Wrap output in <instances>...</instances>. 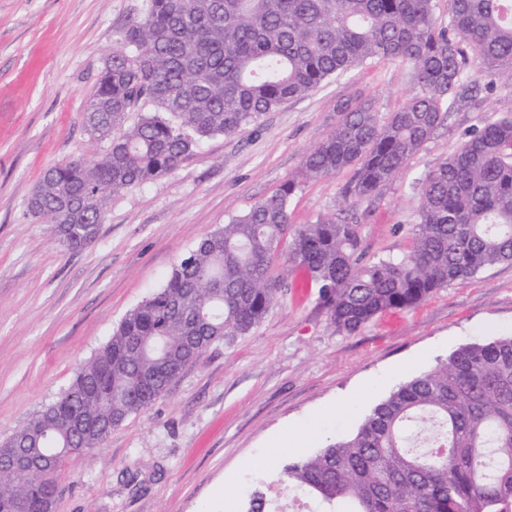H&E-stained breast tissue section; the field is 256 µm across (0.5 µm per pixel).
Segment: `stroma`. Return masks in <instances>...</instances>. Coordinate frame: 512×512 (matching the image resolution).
<instances>
[{
    "label": "stroma",
    "mask_w": 512,
    "mask_h": 512,
    "mask_svg": "<svg viewBox=\"0 0 512 512\" xmlns=\"http://www.w3.org/2000/svg\"><path fill=\"white\" fill-rule=\"evenodd\" d=\"M143 0H0V440L65 390L125 314L161 288L206 234L290 178L289 231L320 217L360 226L367 259L408 253L414 186L466 133L512 114V85L452 99L424 148L367 200L343 202L346 169L298 177L305 153L371 99L381 116L409 96L410 68L367 62L230 136L202 142L170 174L108 194L98 236L63 247L26 211L45 168L103 151L83 109L118 30ZM252 333L203 351L144 413L113 429L96 458L68 456L55 512H239L245 493L283 485L288 458L353 435L399 384L459 347L512 335V264L440 289L419 306L338 332L306 272Z\"/></svg>",
    "instance_id": "35a3bbf8"
}]
</instances>
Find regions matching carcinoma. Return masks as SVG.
<instances>
[{
  "label": "carcinoma",
  "instance_id": "cac0c4a2",
  "mask_svg": "<svg viewBox=\"0 0 512 512\" xmlns=\"http://www.w3.org/2000/svg\"><path fill=\"white\" fill-rule=\"evenodd\" d=\"M145 0L97 75L83 126L105 149L49 166L27 200L59 242L98 235L104 199L176 170L200 144L230 136L375 58L411 67L413 90L381 119L345 101L300 176L354 171L343 201L374 196L429 141L458 94L460 42L475 52L472 88L512 85V0ZM147 105L154 111L145 112ZM140 113L127 125L129 114ZM413 247L363 261L360 226L321 217L285 239L296 182L199 240L162 288L123 317L75 369L69 388L0 442L38 468L0 465V512H54L65 457L95 454L146 411L204 349L249 334L288 291L280 260L305 270L340 332L415 307L441 288L512 263V116L465 135L417 182ZM87 426L77 431L73 416ZM317 512H512V336L472 342L401 384L352 436L283 465ZM255 488L243 512H265Z\"/></svg>",
  "mask_w": 512,
  "mask_h": 512
}]
</instances>
